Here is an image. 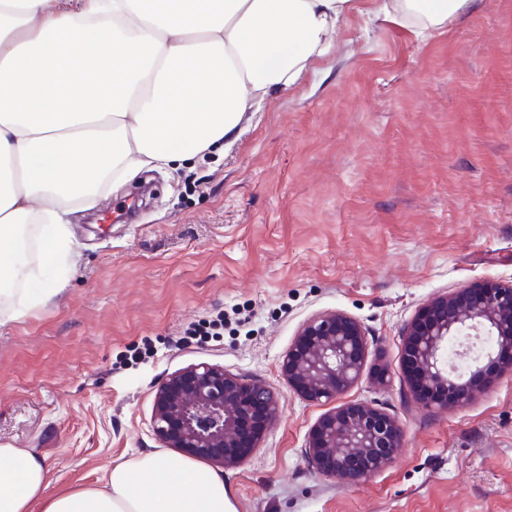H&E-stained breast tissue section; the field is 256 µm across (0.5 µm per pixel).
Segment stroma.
Masks as SVG:
<instances>
[{
	"label": "stroma",
	"instance_id": "obj_1",
	"mask_svg": "<svg viewBox=\"0 0 512 512\" xmlns=\"http://www.w3.org/2000/svg\"><path fill=\"white\" fill-rule=\"evenodd\" d=\"M248 113L222 153L141 171L69 214L66 263L43 259L0 297V443L45 456L48 495L103 484L161 452L157 387L197 363L262 382L282 414L225 469L236 512H512V371L464 405L412 398L403 330L429 298L512 283V0H479L427 42L372 13ZM57 296L30 305L44 287ZM366 330L340 403L393 417L402 443L369 479L319 475L308 434L327 412L289 388L283 357L310 318Z\"/></svg>",
	"mask_w": 512,
	"mask_h": 512
}]
</instances>
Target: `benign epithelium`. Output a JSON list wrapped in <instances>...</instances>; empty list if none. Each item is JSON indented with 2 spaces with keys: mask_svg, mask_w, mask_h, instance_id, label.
<instances>
[{
  "mask_svg": "<svg viewBox=\"0 0 512 512\" xmlns=\"http://www.w3.org/2000/svg\"><path fill=\"white\" fill-rule=\"evenodd\" d=\"M456 336H486L496 355L512 365V284L483 282L431 297L404 331L403 369L415 394L441 388L454 402L471 400L480 378L448 373V356L465 359L470 346L448 352ZM365 330L336 311L312 318L284 356L288 386L311 403L336 400L361 377ZM281 415L277 395L265 385L224 367L197 364L167 377L152 410L153 432L166 448L224 467H235L260 447ZM401 430L365 403H345L325 413L308 435V454L323 476L365 480L399 447Z\"/></svg>",
  "mask_w": 512,
  "mask_h": 512,
  "instance_id": "1",
  "label": "benign epithelium"
}]
</instances>
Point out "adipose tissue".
Segmentation results:
<instances>
[{
    "label": "adipose tissue",
    "mask_w": 512,
    "mask_h": 512,
    "mask_svg": "<svg viewBox=\"0 0 512 512\" xmlns=\"http://www.w3.org/2000/svg\"><path fill=\"white\" fill-rule=\"evenodd\" d=\"M478 0H381L431 39ZM354 0H0V296L26 265L21 225L70 250L65 203L219 152L272 92L325 57ZM44 456L0 444V512H236L222 473L145 454L46 497Z\"/></svg>",
    "instance_id": "obj_1"
}]
</instances>
